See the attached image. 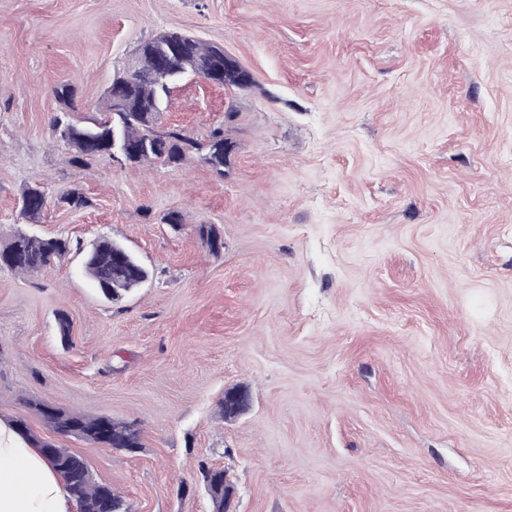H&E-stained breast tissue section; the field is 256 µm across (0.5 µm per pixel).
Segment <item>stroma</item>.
<instances>
[{
	"label": "stroma",
	"mask_w": 512,
	"mask_h": 512,
	"mask_svg": "<svg viewBox=\"0 0 512 512\" xmlns=\"http://www.w3.org/2000/svg\"><path fill=\"white\" fill-rule=\"evenodd\" d=\"M166 32L254 77L187 78L158 121L223 125V173L75 164L54 88L95 115ZM31 186L50 197L34 222ZM19 232L105 236L153 271L115 304L75 254L0 268V418L134 512H212L204 465L236 512H512V0H0V243ZM236 387L250 405L222 419ZM32 400L143 446L57 434Z\"/></svg>",
	"instance_id": "stroma-1"
}]
</instances>
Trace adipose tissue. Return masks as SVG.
Listing matches in <instances>:
<instances>
[{
    "label": "adipose tissue",
    "mask_w": 512,
    "mask_h": 512,
    "mask_svg": "<svg viewBox=\"0 0 512 512\" xmlns=\"http://www.w3.org/2000/svg\"><path fill=\"white\" fill-rule=\"evenodd\" d=\"M75 502L38 448L0 419V512H74Z\"/></svg>",
    "instance_id": "1"
}]
</instances>
